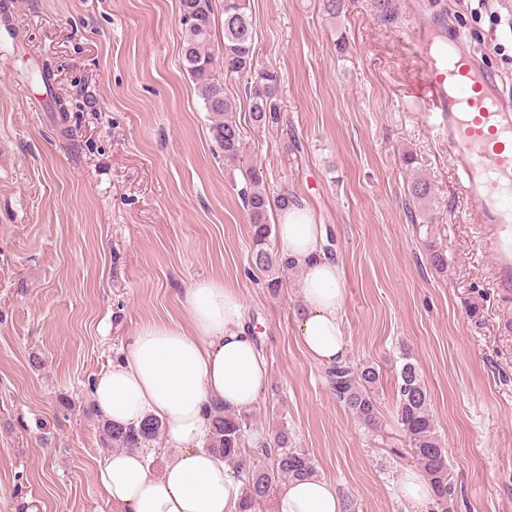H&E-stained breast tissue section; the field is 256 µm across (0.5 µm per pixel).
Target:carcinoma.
<instances>
[{"label": "carcinoma", "instance_id": "1", "mask_svg": "<svg viewBox=\"0 0 512 512\" xmlns=\"http://www.w3.org/2000/svg\"><path fill=\"white\" fill-rule=\"evenodd\" d=\"M212 0H181L183 68L195 83L204 107L212 116L213 141L224 157V164L245 169V186L241 196L253 230L251 263L262 272L271 273L267 287L280 285V276L295 269L288 258L267 250L270 227L268 211L285 209L297 203L287 193L273 198L267 192L262 178L243 158L240 130L234 119L232 102L224 96V80L232 77H250L246 87L251 100V112L259 123L279 120L282 107L276 95L280 78L275 72L259 69L255 60V32L249 12V0H224L223 48L217 53L213 44ZM431 265L444 273L448 268L445 251L428 242ZM329 382L336 397L352 411L367 428L380 426L378 402L373 389L379 381V371L369 362L359 365L337 363L327 370ZM397 423L404 434L409 452L427 474L441 512H448L452 484L448 480V455L436 433L430 412L428 394L419 368L404 359L396 376ZM251 417L244 411L216 408L211 418V430L206 449L236 462V473L242 480L241 512H262L281 483L316 474L315 465L305 452L292 446L288 428L272 431V437L258 441L264 449H274V463L267 469L246 468L240 460L245 447L246 433L250 431ZM161 430L156 418L144 422L139 435L122 428L103 425V445L106 447L135 448L138 438L151 439Z\"/></svg>", "mask_w": 512, "mask_h": 512}]
</instances>
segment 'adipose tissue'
I'll return each instance as SVG.
<instances>
[{
  "label": "adipose tissue",
  "mask_w": 512,
  "mask_h": 512,
  "mask_svg": "<svg viewBox=\"0 0 512 512\" xmlns=\"http://www.w3.org/2000/svg\"><path fill=\"white\" fill-rule=\"evenodd\" d=\"M323 234L303 206L278 214L279 241L302 273L298 342L312 361L331 365L347 354L345 282L340 266L320 250ZM181 304L190 329L144 325L93 386L105 422L128 432L139 431L150 418L162 423L152 440L109 452L100 463L98 488L117 512H240L239 480L203 443L216 408L238 411L257 402L267 363L235 289L198 281L185 289ZM157 448L175 451L159 472L149 465ZM276 512H342V505L335 489L311 476L280 489Z\"/></svg>",
  "instance_id": "adipose-tissue-1"
}]
</instances>
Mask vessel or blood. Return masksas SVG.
<instances>
[{
    "mask_svg": "<svg viewBox=\"0 0 512 512\" xmlns=\"http://www.w3.org/2000/svg\"><path fill=\"white\" fill-rule=\"evenodd\" d=\"M421 64L420 94L492 259L500 298H512V94L496 86L476 59L438 43L436 25L406 34Z\"/></svg>",
    "mask_w": 512,
    "mask_h": 512,
    "instance_id": "1",
    "label": "vessel or blood"
}]
</instances>
